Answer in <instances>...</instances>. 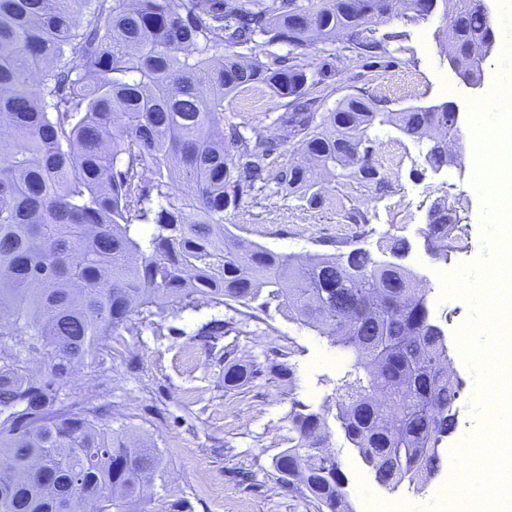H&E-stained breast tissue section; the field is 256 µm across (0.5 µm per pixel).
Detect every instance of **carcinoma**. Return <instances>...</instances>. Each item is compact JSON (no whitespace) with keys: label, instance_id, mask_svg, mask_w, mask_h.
Wrapping results in <instances>:
<instances>
[{"label":"carcinoma","instance_id":"carcinoma-1","mask_svg":"<svg viewBox=\"0 0 512 512\" xmlns=\"http://www.w3.org/2000/svg\"><path fill=\"white\" fill-rule=\"evenodd\" d=\"M414 25L423 0H0V512H192L185 498L145 497L158 450L101 425L103 409L67 388L76 367L136 321L203 298L237 311L276 304L351 359L341 392L320 412L293 415L292 445L317 512H352L341 468L325 466L328 416L382 483L414 484L437 467L455 427L460 384L442 365L448 344L430 332L426 287L358 248L306 263L259 245L241 251L224 211L269 187L278 144L239 130L224 137V99L267 87L285 111L276 124L312 164L274 180L311 203L313 168L376 180L372 130L392 125L431 168L448 165L457 135L448 107L390 110L350 96L317 114L319 81L301 50L347 32L359 67H387L407 31L370 38L367 25L400 6ZM491 29L477 0H455L439 33L467 72L465 49ZM288 47L285 54L268 50ZM448 206L423 234L454 239ZM231 319L197 335L216 340ZM231 366L234 386L255 378Z\"/></svg>","mask_w":512,"mask_h":512}]
</instances>
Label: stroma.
Masks as SVG:
<instances>
[{
	"label": "stroma",
	"instance_id": "1",
	"mask_svg": "<svg viewBox=\"0 0 512 512\" xmlns=\"http://www.w3.org/2000/svg\"><path fill=\"white\" fill-rule=\"evenodd\" d=\"M490 7L496 43L482 65L480 88L465 85L448 65L446 49L436 38L445 23L440 4L428 20L412 26L397 14L377 23L380 34L409 32L405 52L386 68L357 67L342 53L326 62L317 46L307 47L313 69L322 72L321 111L335 109L340 100L362 89L370 97L388 100L394 109L450 101L465 116L499 78L512 75V41L507 38L512 10L504 0H491ZM280 109V101L267 89L255 87L225 99L224 124L275 137L279 131L272 118ZM373 136L372 159L385 190L372 183L325 178L315 203L268 191L240 209L226 210L225 225L244 242L304 258L340 256L354 248L378 258L403 239L411 245L404 266L428 281L436 271L474 263L482 252L484 222L481 196L472 183L468 121L459 123L454 161L437 175L418 146L395 127L374 130ZM444 201L466 216L447 262L432 259L419 244L429 211ZM353 208L365 213L366 223L347 220ZM431 315L445 332L454 376L461 384L457 423L442 443L441 472L423 484L405 482L396 491L386 490L350 448L338 422L329 420L326 445L342 464L344 491L354 512H365L366 500L392 494L403 498L405 512H424L450 478L454 450L480 424L469 409L476 381L457 338L471 315L470 306L452 298ZM230 316L236 319L233 329L215 344L198 340L196 332L203 324ZM232 364L254 367L260 374L227 385L224 373ZM347 368V359L325 337L301 327L287 312L254 304L232 315L225 307L202 301L174 315L148 318L137 329L113 337L110 347L76 369L71 386L95 405L112 409V429L157 448L162 470L148 494L187 498L193 512H316L299 492L276 484L273 459L289 446L293 408L303 405L318 412L334 402Z\"/></svg>",
	"mask_w": 512,
	"mask_h": 512
}]
</instances>
